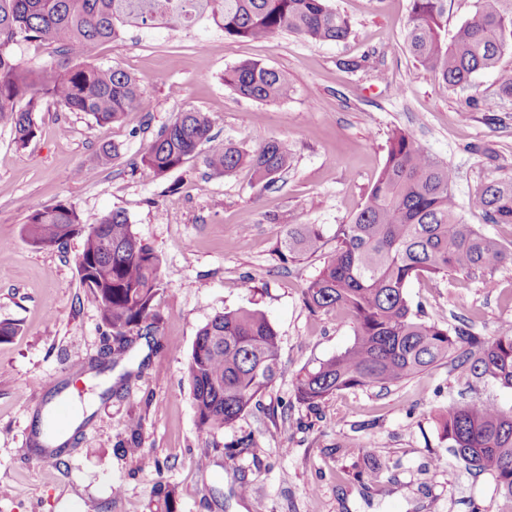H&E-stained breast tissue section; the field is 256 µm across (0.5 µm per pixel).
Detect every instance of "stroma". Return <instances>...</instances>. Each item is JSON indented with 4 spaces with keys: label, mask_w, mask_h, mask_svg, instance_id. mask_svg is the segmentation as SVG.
I'll list each match as a JSON object with an SVG mask.
<instances>
[{
    "label": "stroma",
    "mask_w": 512,
    "mask_h": 512,
    "mask_svg": "<svg viewBox=\"0 0 512 512\" xmlns=\"http://www.w3.org/2000/svg\"><path fill=\"white\" fill-rule=\"evenodd\" d=\"M351 32L340 42L291 35L270 41L225 36L210 23L130 28L91 48V62L134 75L146 107L101 126L82 112L45 104L25 147L0 121V322L16 325L0 342V512H152L157 481L175 486L180 512H512L491 476H471L448 452L437 417L477 395L512 410V389L493 382L467 390L448 362L399 385L355 387L311 407L295 377L343 351L351 320L311 311L304 288L336 248V228L364 203L384 164L388 138L415 133L456 173L467 223L503 245L512 224H491L468 207L485 182L512 176V102L498 98L494 73L464 92L438 85L404 40L411 0H330ZM244 60L285 72L288 99L259 103L236 95L224 73ZM346 61L361 62L357 72ZM384 80H377V73ZM194 109L214 121L218 139L252 151L288 139L291 160L273 186L247 168L213 174L202 156L148 178L141 143ZM119 155L101 164L100 149ZM81 168L94 178L78 177ZM64 200L86 224L124 211L160 256L154 300L158 330L137 336L106 373L107 339L87 301L74 238L38 249L22 236L32 209ZM316 225L321 251L288 252L289 229ZM466 282L412 280V311L445 327L470 320L483 336L512 326V266ZM267 313L284 373L235 423L214 434L197 425L185 365L198 331L219 312ZM89 395L62 449L34 451L46 411ZM140 420V453L123 451Z\"/></svg>",
    "instance_id": "35a3bbf8"
}]
</instances>
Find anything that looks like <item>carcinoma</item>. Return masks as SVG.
Instances as JSON below:
<instances>
[{
  "label": "carcinoma",
  "mask_w": 512,
  "mask_h": 512,
  "mask_svg": "<svg viewBox=\"0 0 512 512\" xmlns=\"http://www.w3.org/2000/svg\"><path fill=\"white\" fill-rule=\"evenodd\" d=\"M207 21L227 36L269 41L288 33L312 41L348 37L347 19L329 0H0V118L7 117L15 143L36 136V113L52 101L83 112L96 123L118 121L145 106L138 81L128 72L87 61L92 46L114 40L128 27L189 26ZM405 40L414 61L445 87L465 90L481 72L497 74L502 96L512 98V69L500 65L512 53V0H475L473 16L448 36L446 0H411ZM37 44L52 60L29 66L15 49ZM236 94L259 102L288 98V76L244 60L224 73ZM203 112L185 110L139 151L143 175L179 168L199 148L216 175L247 166L267 185L288 169L286 139H270L249 152L212 133ZM455 172L432 156L415 134L398 129L365 203L338 225L336 250L304 290L312 310H339L353 318L354 338L339 354L296 375L297 398L315 406L347 388H388L441 361L470 385L491 381L512 389V327L486 339L474 325L449 329L414 313L409 282L419 276L487 278L512 264V249L465 222L454 194ZM470 209L492 224H512V178L492 180L476 191ZM38 248H59L82 238L77 259L86 299L112 336L108 353L128 351V337L159 322L154 299L161 288L160 259L114 211L84 224L75 206L59 201L32 211L22 228ZM321 235L302 224L288 235V251L314 253ZM278 334L266 313L241 307L216 314L197 333L186 363L200 429L209 433L234 423L282 375ZM452 456L475 476L489 474L496 490L512 499V412L480 397L450 403L440 424ZM160 512H178L176 491L162 482Z\"/></svg>",
  "instance_id": "cac0c4a2"
}]
</instances>
